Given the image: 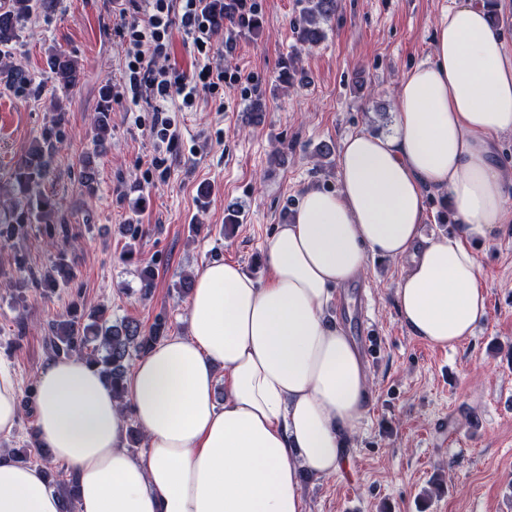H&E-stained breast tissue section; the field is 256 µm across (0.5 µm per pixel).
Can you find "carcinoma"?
Returning a JSON list of instances; mask_svg holds the SVG:
<instances>
[{"label": "carcinoma", "instance_id": "1", "mask_svg": "<svg viewBox=\"0 0 512 512\" xmlns=\"http://www.w3.org/2000/svg\"><path fill=\"white\" fill-rule=\"evenodd\" d=\"M55 6V0H12L10 9L0 14V47L8 49L19 39L22 23L34 12L51 11ZM338 8L339 0H303L300 15L293 25L297 41L308 46L317 44L321 39L320 24L335 16ZM46 64L64 90L75 88L83 78L77 60L61 50L50 49ZM102 99L103 104L93 120L96 131L94 142L100 148L104 147L111 130L110 90L106 87L102 88ZM55 150L52 137L45 136L35 141L17 162L13 177L18 189L25 194V200L0 213V238L8 241L22 234L29 224H48L52 221L57 202L45 194L40 185L46 178ZM54 268L61 278L48 276L44 279L46 287L53 290L70 282L64 257L57 258ZM89 318L90 322L83 323L75 312L69 311L66 318L50 323L49 348L57 356L82 355L110 384L115 397L121 400L124 398L130 360L145 354L165 337L167 320L159 318L144 330L130 321L110 323L103 309L90 312ZM30 437L31 441L22 447L11 449L14 457L22 463L40 460L50 464L49 451L39 443L36 430H31ZM50 484L59 493L62 512H75L78 488L68 468H57Z\"/></svg>", "mask_w": 512, "mask_h": 512}]
</instances>
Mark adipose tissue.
Masks as SVG:
<instances>
[{"label": "adipose tissue", "instance_id": "adipose-tissue-1", "mask_svg": "<svg viewBox=\"0 0 512 512\" xmlns=\"http://www.w3.org/2000/svg\"><path fill=\"white\" fill-rule=\"evenodd\" d=\"M394 110L395 134L349 135L337 189H306L266 241V281L233 262L196 272L186 334L137 360L125 400L80 355L45 362L36 429L76 475V512H303L302 473L334 476L368 409L367 369L326 305L374 258L406 264L395 300L411 336L451 348L473 335L488 312L474 245L512 223V170L498 160L512 48L484 0H457L437 22ZM429 191L450 199L455 233L422 237ZM0 512H60L43 467L6 448Z\"/></svg>", "mask_w": 512, "mask_h": 512}]
</instances>
